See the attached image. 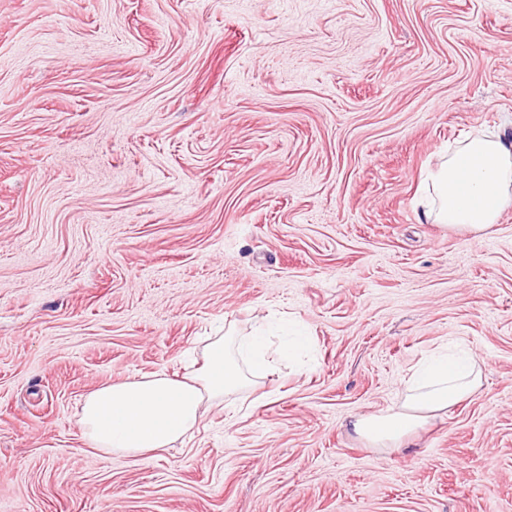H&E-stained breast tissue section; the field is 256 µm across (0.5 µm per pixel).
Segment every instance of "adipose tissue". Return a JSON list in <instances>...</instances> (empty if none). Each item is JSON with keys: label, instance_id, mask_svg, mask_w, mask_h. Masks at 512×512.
I'll return each instance as SVG.
<instances>
[{"label": "adipose tissue", "instance_id": "ef3b65f1", "mask_svg": "<svg viewBox=\"0 0 512 512\" xmlns=\"http://www.w3.org/2000/svg\"><path fill=\"white\" fill-rule=\"evenodd\" d=\"M433 195L424 215L459 229H487L512 202V141L475 135L458 142L429 174ZM275 359L263 336L214 337L192 375L153 374L100 387L83 402L79 423L93 448L127 456L171 447L195 430L206 403L265 378ZM481 386L477 360L462 346L425 359L407 380L401 405L355 419L371 446L401 443L427 420Z\"/></svg>", "mask_w": 512, "mask_h": 512}]
</instances>
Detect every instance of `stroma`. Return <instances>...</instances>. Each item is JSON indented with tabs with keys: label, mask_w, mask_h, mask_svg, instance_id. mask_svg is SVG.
I'll return each instance as SVG.
<instances>
[{
	"label": "stroma",
	"mask_w": 512,
	"mask_h": 512,
	"mask_svg": "<svg viewBox=\"0 0 512 512\" xmlns=\"http://www.w3.org/2000/svg\"><path fill=\"white\" fill-rule=\"evenodd\" d=\"M490 130L512 0H0V512H512V203L417 206ZM272 313L302 365L172 448H91V391ZM457 341L475 395L355 434Z\"/></svg>",
	"instance_id": "obj_1"
}]
</instances>
